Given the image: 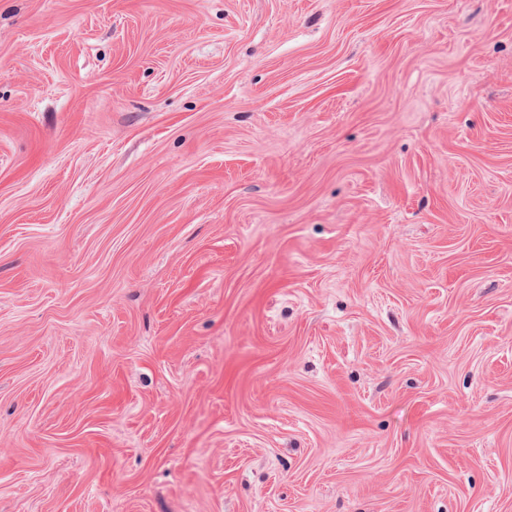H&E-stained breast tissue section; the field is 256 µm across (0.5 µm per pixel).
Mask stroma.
Returning a JSON list of instances; mask_svg holds the SVG:
<instances>
[{"label": "stroma", "mask_w": 512, "mask_h": 512, "mask_svg": "<svg viewBox=\"0 0 512 512\" xmlns=\"http://www.w3.org/2000/svg\"><path fill=\"white\" fill-rule=\"evenodd\" d=\"M0 512H512V0H0Z\"/></svg>", "instance_id": "stroma-1"}]
</instances>
